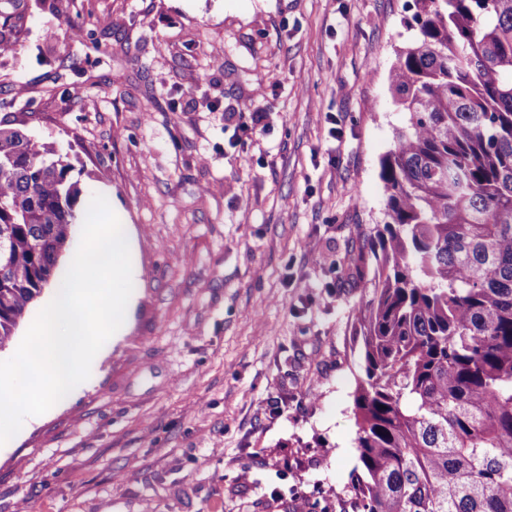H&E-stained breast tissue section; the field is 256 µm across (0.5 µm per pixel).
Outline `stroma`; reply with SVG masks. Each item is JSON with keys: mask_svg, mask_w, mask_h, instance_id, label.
<instances>
[{"mask_svg": "<svg viewBox=\"0 0 512 512\" xmlns=\"http://www.w3.org/2000/svg\"><path fill=\"white\" fill-rule=\"evenodd\" d=\"M412 13L22 0L0 123L67 155L78 215L112 202L142 274L125 336L0 446V512H349L368 296L350 250L382 221ZM79 14L93 36H70ZM251 101L257 132L235 115Z\"/></svg>", "mask_w": 512, "mask_h": 512, "instance_id": "35a3bbf8", "label": "stroma"}]
</instances>
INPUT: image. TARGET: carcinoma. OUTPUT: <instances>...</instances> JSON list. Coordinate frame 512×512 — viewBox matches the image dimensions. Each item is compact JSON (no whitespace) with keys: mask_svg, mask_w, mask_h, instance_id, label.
Masks as SVG:
<instances>
[{"mask_svg":"<svg viewBox=\"0 0 512 512\" xmlns=\"http://www.w3.org/2000/svg\"><path fill=\"white\" fill-rule=\"evenodd\" d=\"M380 160L384 223L352 249L364 376L352 512H512V0H413ZM0 12V53L20 16ZM71 164L0 127V350L43 289L82 195Z\"/></svg>","mask_w":512,"mask_h":512,"instance_id":"obj_1","label":"carcinoma"}]
</instances>
